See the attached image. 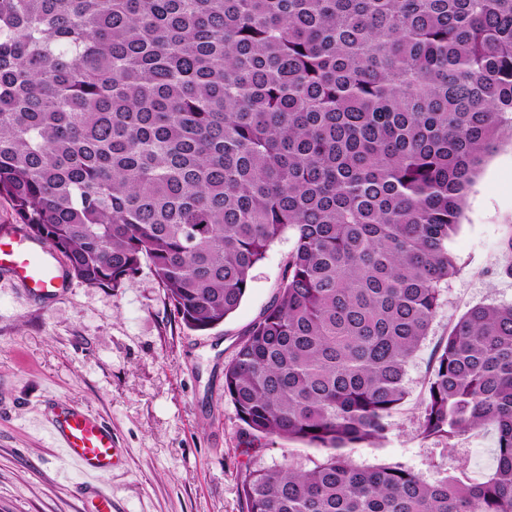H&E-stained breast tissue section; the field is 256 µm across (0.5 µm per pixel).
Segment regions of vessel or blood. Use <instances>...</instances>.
<instances>
[{
  "instance_id": "obj_1",
  "label": "vessel or blood",
  "mask_w": 512,
  "mask_h": 512,
  "mask_svg": "<svg viewBox=\"0 0 512 512\" xmlns=\"http://www.w3.org/2000/svg\"><path fill=\"white\" fill-rule=\"evenodd\" d=\"M0 269L35 297L67 287L61 265L47 248L16 233L0 235ZM49 434L57 456L83 479L111 473L118 461L111 428L68 403L54 406Z\"/></svg>"
}]
</instances>
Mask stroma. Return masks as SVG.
<instances>
[{"label":"stroma","instance_id":"35a3bbf8","mask_svg":"<svg viewBox=\"0 0 512 512\" xmlns=\"http://www.w3.org/2000/svg\"><path fill=\"white\" fill-rule=\"evenodd\" d=\"M512 143L485 160L452 241L458 273L442 291L429 334L409 363L408 395L382 447L359 448L356 465L400 462L427 479L472 478L492 461L495 436L451 442L418 437L417 409L434 348L471 307L512 304ZM294 246L284 235L252 271L238 309L223 325L187 330L149 265L122 287L69 279L61 295L32 297L0 274V512H89L45 431V404L83 407L112 429L120 462L103 479L112 512H246V468L311 467L315 449L273 437L246 450L224 394V365L244 330L277 291Z\"/></svg>","mask_w":512,"mask_h":512}]
</instances>
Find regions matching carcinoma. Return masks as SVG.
<instances>
[{
  "mask_svg": "<svg viewBox=\"0 0 512 512\" xmlns=\"http://www.w3.org/2000/svg\"><path fill=\"white\" fill-rule=\"evenodd\" d=\"M512 138V0H0V198L90 286L149 262L182 324L241 304L294 247L224 365L246 512H512V305L435 347L417 434L491 430L490 473L359 467L458 272L450 242Z\"/></svg>",
  "mask_w": 512,
  "mask_h": 512,
  "instance_id": "obj_1",
  "label": "carcinoma"
}]
</instances>
